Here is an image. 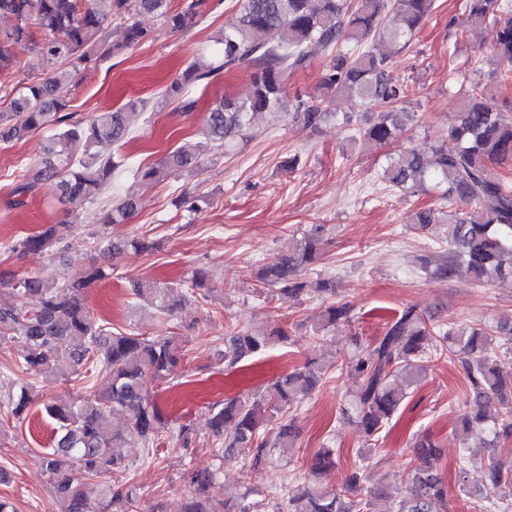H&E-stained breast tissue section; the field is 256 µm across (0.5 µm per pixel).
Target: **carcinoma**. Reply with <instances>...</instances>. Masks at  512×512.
I'll return each mask as SVG.
<instances>
[{
	"label": "carcinoma",
	"instance_id": "cac0c4a2",
	"mask_svg": "<svg viewBox=\"0 0 512 512\" xmlns=\"http://www.w3.org/2000/svg\"><path fill=\"white\" fill-rule=\"evenodd\" d=\"M205 0H0V18L13 24L0 27V72L13 68L12 46L22 40L52 64L65 70L28 88L13 102L12 111L0 112V139L18 142L32 131L56 126L46 149V158L24 174L15 193L24 196L44 182L55 183L59 194L77 206L94 201L109 184L112 174L124 167L121 159H102L89 152L97 143L125 144L136 125L149 121L148 104L133 101L123 108L105 112L85 129L74 113L56 95L63 82L80 80L99 64L120 51L108 42L105 24L120 18L125 22L123 45L131 46L148 36L137 17H157L173 32L198 23ZM435 0H240L235 24L224 30V62L230 69L240 63L255 68L251 95L246 99L224 96L216 101L206 119L209 142L179 146L156 166L133 171L143 180L159 179L199 169L212 145L222 146L250 125L256 112L277 113L284 103L288 71L303 65L319 50L334 51L322 81V96L334 95L357 101L377 110V118L361 129L360 136L378 146L394 143L399 133L414 124L415 113L405 107L409 88L389 76V58L365 48L379 39L398 49L411 41L432 13ZM488 23L497 29L493 55L512 73V0H466L462 28ZM47 32L50 38L36 40ZM214 69L197 61L167 89L176 96L183 86L206 80ZM330 113L320 105L296 107L291 121L316 126ZM454 147L409 141L390 154L382 178L391 186L414 191L428 185L443 188L440 209L416 214V224L427 228L448 225V255L437 262L432 274L451 279L465 266L481 285L512 279V188L507 187L495 166L512 161V118L500 112L484 87L472 89L456 114L449 132ZM134 209L133 196L112 206L106 224L125 222ZM324 231L318 224L288 247V252L267 261L259 281L281 300L301 295H336V281L302 280V272L316 259ZM63 234L50 225L38 234L9 246L17 254L52 252L59 248ZM110 276L109 269L92 261L90 267L72 280L58 283L46 275H27L4 284L23 297L38 301L34 308L0 306V340L10 339L23 347L26 370L46 379L70 378L94 369L108 381L105 393L86 397L64 406L45 407L56 421L58 437L47 456V472L57 512H92L84 490L86 481L107 473L126 470L124 449L134 443L145 448L165 433V418L157 403L144 390L148 376L163 377L184 359V347L177 336L147 337L138 333H114L92 321L84 302V290L91 283ZM141 300L164 314H172L185 299L175 286H158L150 281L134 285ZM350 302L331 303L325 310L323 328L350 322ZM511 336L512 321L496 326H465L458 329L435 326L413 308H406L384 324L381 335L367 347H359L346 364L362 379L356 398L343 415L356 418L367 440L377 439L407 398L406 384L417 382L425 371L424 359L447 349L457 357L465 376L479 398H497L505 413L512 415V378L501 374L497 364L495 335ZM288 330L232 331L224 337V362L233 367L245 357L262 352L288 339ZM321 376L312 364L295 369L274 382V392L265 395L227 398L209 406L213 436L222 441L224 452L251 450V466L262 465L270 451L265 429L278 415L302 402ZM122 413V419L111 415ZM489 416L479 411L460 416L458 424L465 437L485 428ZM175 449L192 445L188 426L169 432ZM292 424L282 423L275 434L280 448L293 447ZM414 452L421 465L408 475V484L396 500L393 512H448V487L428 464L440 449L426 438ZM331 448L321 449L311 469L335 467ZM488 491L472 489L468 495L479 499L477 512H497L493 492H512V472L490 463L486 473ZM192 495L183 512H249V507L219 498L221 486L209 470L188 475ZM357 494L351 500L346 494ZM383 486L360 489L359 469L350 472L344 485L322 487L297 484L273 501L274 512H370L371 502L387 498ZM140 500L133 485L112 486L110 503L119 512H133Z\"/></svg>",
	"mask_w": 512,
	"mask_h": 512
}]
</instances>
